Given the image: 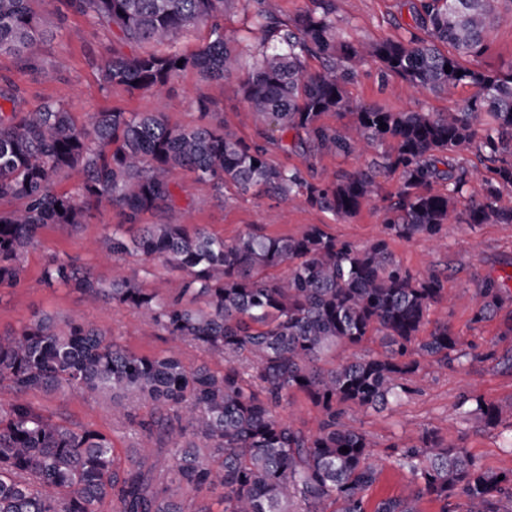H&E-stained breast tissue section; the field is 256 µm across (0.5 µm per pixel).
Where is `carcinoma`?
Returning <instances> with one entry per match:
<instances>
[{"label": "carcinoma", "mask_w": 512, "mask_h": 512, "mask_svg": "<svg viewBox=\"0 0 512 512\" xmlns=\"http://www.w3.org/2000/svg\"><path fill=\"white\" fill-rule=\"evenodd\" d=\"M226 2L67 0V8L117 28L130 45H172L191 28L210 27V41L190 55L114 50L94 59L103 88L159 93L183 69L212 81L242 72L238 93L266 125L293 133L287 150L367 162L317 180L297 166H275L264 145L234 135L204 98L191 126L172 125L162 112L118 109L79 126L60 100L21 112L15 90L1 88L0 201L15 206L0 211V285L24 280L26 255L43 229H76L116 207L139 230L127 236L119 224L98 250L155 261L178 277L163 290L124 276L105 283L53 256L41 281L126 306L159 333L224 361V369L188 367L174 350L139 355L101 328L48 312L0 333V383L17 393H110L113 415L152 448H128L121 457L95 429L23 400L0 405V512H101L106 503L112 512H214L218 486L219 512H419L425 497L440 512L455 500L462 512H512V475L482 467L435 428L395 445L411 479L367 510L379 468L369 462L368 435L351 424L352 412L384 408L420 376L467 356L446 319L417 342L432 307L448 300L447 278L411 271L389 239L439 243L450 224H512V208L498 206L512 189V67L490 73L474 65L489 50L486 34L502 21V7L512 14V0H415L409 37L383 42L342 39L327 0H312L290 22L264 0H247L250 26L262 33L247 64L224 39ZM42 38L30 0H0V55L32 68ZM310 57L322 61L314 73L306 69ZM369 57L420 91L465 84L478 92L458 112L352 107L344 87ZM328 112L353 120L328 126L321 123ZM470 166L482 172V196L461 209ZM180 170L217 191L232 185L302 197L341 219L377 201L383 236L359 245L308 224L296 235L249 231L226 242L187 224L142 223L178 209ZM71 171L80 181L56 190ZM395 172L402 180L396 199L380 196L378 177ZM282 266L283 275L271 274ZM475 301L476 323L511 303L512 274L487 277ZM371 339L380 349L329 363L338 346ZM130 394L150 405L148 416L134 411ZM298 394L319 414L314 433L281 416ZM474 401L479 424L512 427V403Z\"/></svg>", "instance_id": "obj_1"}]
</instances>
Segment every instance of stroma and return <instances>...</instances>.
<instances>
[{"instance_id": "stroma-1", "label": "stroma", "mask_w": 512, "mask_h": 512, "mask_svg": "<svg viewBox=\"0 0 512 512\" xmlns=\"http://www.w3.org/2000/svg\"><path fill=\"white\" fill-rule=\"evenodd\" d=\"M332 4L347 38L382 42L408 35L411 18L406 0H332ZM31 8L43 31L37 68H23L11 56H0V82L8 80L19 88L18 106L22 111L33 112L46 101L59 99L80 125L88 123L95 112L117 108L162 112L171 124L190 126L198 120L196 99L205 97L213 101L216 111L223 113L238 137L252 141L258 139L260 132H267L268 159L272 164L306 167L315 177L327 171H352L362 165L361 160L351 156L307 159L285 153L278 145L279 132L266 131L264 123L249 112L237 92L239 77L235 74L221 82L209 81L196 70L187 69L179 72L159 95L131 93L120 87L104 90L91 58L114 49L127 51L119 31L72 13L64 0H32ZM224 35L243 54L252 53L257 46L261 35L247 28L244 0H228ZM488 41L489 50L481 58L480 68L492 73L511 68L512 20L503 19L490 32ZM345 90L352 103L379 104L396 112L454 111L477 92L474 86L460 85L445 94H421L405 79L383 75L381 64L375 59L358 68ZM176 180L187 203L168 214V221L203 226L228 241L254 228L272 236L295 235L307 224L327 225L337 238L358 244L380 237L383 231L380 216L368 205L357 216L340 220L300 199L291 202L251 192L244 194L233 187L219 195L211 185L197 182L188 172L177 174ZM122 221L119 209L106 208L78 229H44L41 246L27 255L23 282L15 287L0 286V332L18 328L35 313L47 310L65 320L85 319L97 324L139 354L151 355L171 347L169 337L158 334L132 310L111 302L92 304L71 288H48L41 282L45 260L55 254L89 268L106 281L116 275L134 276L147 287H159L168 277L159 264L133 259L108 261L94 250V241ZM390 246L412 270L447 275L453 303L446 308L436 307L433 314L447 316L467 357L426 377L389 408L357 414L358 426L372 442L370 459L382 467L368 492L372 503L399 493L409 478L406 471L391 462L390 445L416 440L426 428L450 430L468 455L486 468L512 471V428H483L466 415L460 404L465 394L488 403L512 402V370L496 362L497 357L512 351V335L507 332L512 324V304L477 323L471 300L473 290L486 276L512 270V224H452L448 227L447 244L440 248L419 238H395ZM21 397L43 414L61 416L108 435L117 450L135 448L140 443L133 428L113 417L110 398L42 391H30Z\"/></svg>"}]
</instances>
